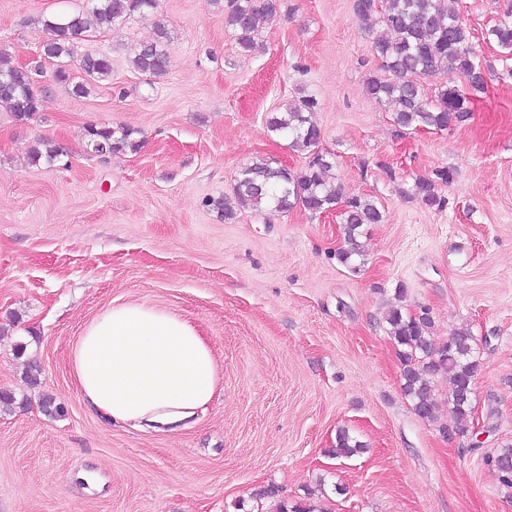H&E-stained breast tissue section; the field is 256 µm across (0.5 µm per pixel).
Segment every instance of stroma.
<instances>
[{
    "label": "stroma",
    "mask_w": 512,
    "mask_h": 512,
    "mask_svg": "<svg viewBox=\"0 0 512 512\" xmlns=\"http://www.w3.org/2000/svg\"><path fill=\"white\" fill-rule=\"evenodd\" d=\"M352 4L282 0L246 53L211 0H158L156 15L79 39L73 76L85 52L109 55L112 75L78 97L40 54L42 22L88 0H0V52L40 66L42 88L32 119L0 104V392L26 401L0 407V512H275L309 489L323 512H512L486 462L512 447V54L487 38L512 22V0H455L485 90L445 131L398 127L367 95L379 61ZM159 17L169 68L149 82L130 58ZM304 95L343 198L385 212L364 225L356 270L338 259V210L227 221L213 205L255 159L308 166L266 128ZM92 124L134 129L139 149L92 154ZM40 139L60 160L30 162ZM442 168L452 178L431 207L415 183ZM401 286L404 308L430 309L435 343L459 327L475 338L468 435L451 429L446 376L434 421L402 392L385 322ZM127 302L189 320L213 349L219 388L179 432L105 423L77 390V336ZM45 395L63 414L44 411ZM342 429L362 453L334 455Z\"/></svg>",
    "instance_id": "obj_1"
}]
</instances>
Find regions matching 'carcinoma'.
Segmentation results:
<instances>
[{
    "instance_id": "cac0c4a2",
    "label": "carcinoma",
    "mask_w": 512,
    "mask_h": 512,
    "mask_svg": "<svg viewBox=\"0 0 512 512\" xmlns=\"http://www.w3.org/2000/svg\"><path fill=\"white\" fill-rule=\"evenodd\" d=\"M453 0H354V13L368 25L372 49L381 60L382 76L367 78V94L377 102H391L395 106L393 121L401 128L446 130L469 118L467 94L484 91V66L473 49L470 31L451 6ZM157 7V0H98L89 13L76 12L44 26L50 37L43 43L41 55L57 61L56 82L71 88L73 94L88 93L89 85L103 81L112 74V59L106 54L82 56L80 61L84 78L74 81L67 60L75 55L77 40L90 24L110 29L135 14L145 15ZM281 8V0H228L224 6V24L235 33L238 45L245 52L256 47L260 25L274 18ZM488 35L502 49L512 51V25L501 24ZM171 33L163 22L155 24L154 39L140 45L131 59L132 67L152 81L167 73L168 46ZM443 69L452 76L462 77L469 91L453 81L442 86L436 99L425 97L419 79ZM41 100L33 72H23L0 54V101L9 105L21 121L32 118L40 108L29 107L30 100ZM315 101L301 97L286 105L266 121L267 129L276 136L291 140V146L312 153L306 170L293 173L286 166L273 165L265 158L257 159L238 173L234 197L238 206L267 214H283L297 205L312 214L340 209L345 248L339 251L340 262L363 256L362 227L379 224L383 211L368 197L341 201L329 172L333 162L318 150L321 130L311 120ZM136 131L130 128L114 130L90 125L86 128L87 148L96 155H110L126 150L137 151ZM60 156V149L45 145L32 148L30 160L52 161ZM451 174L446 169L436 171L435 178H420L415 194L428 206L441 204L436 193V182L449 183ZM387 333L401 347L402 391L412 403V409L422 419L436 418V404L432 392L433 378L438 374L449 376L452 388L448 397V413L454 432L465 435L473 424L472 381L478 374L480 361L474 348L475 338L465 328L453 330L448 341L434 343L430 331L433 317L426 307L407 312L401 305L392 307L386 317ZM363 449L347 431L336 437V454L353 456ZM499 474L502 485L512 489V448H502L487 457Z\"/></svg>"
}]
</instances>
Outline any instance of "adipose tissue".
<instances>
[{
	"label": "adipose tissue",
	"instance_id": "1",
	"mask_svg": "<svg viewBox=\"0 0 512 512\" xmlns=\"http://www.w3.org/2000/svg\"><path fill=\"white\" fill-rule=\"evenodd\" d=\"M70 360L92 410L167 432L204 411L220 380L212 349L195 325L142 303L111 306L87 323Z\"/></svg>",
	"mask_w": 512,
	"mask_h": 512
}]
</instances>
